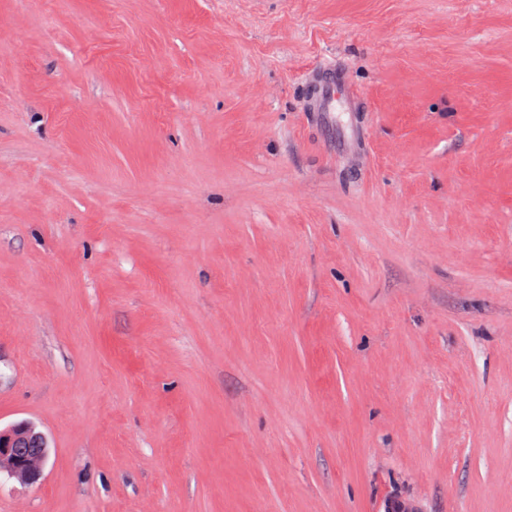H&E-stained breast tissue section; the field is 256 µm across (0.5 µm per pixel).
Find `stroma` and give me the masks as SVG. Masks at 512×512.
I'll return each mask as SVG.
<instances>
[{
	"mask_svg": "<svg viewBox=\"0 0 512 512\" xmlns=\"http://www.w3.org/2000/svg\"><path fill=\"white\" fill-rule=\"evenodd\" d=\"M21 420L0 512H512V0H0ZM306 80L314 89L316 112L326 115L333 112L336 95L354 99L353 91L341 71L332 63L321 64L307 73ZM30 425L14 426L8 431H0V460L2 465H7L11 475L19 477L24 482L33 484L42 474V469L47 457L40 461L17 459L9 455L10 448L18 441L35 432Z\"/></svg>",
	"mask_w": 512,
	"mask_h": 512,
	"instance_id": "1",
	"label": "stroma"
}]
</instances>
